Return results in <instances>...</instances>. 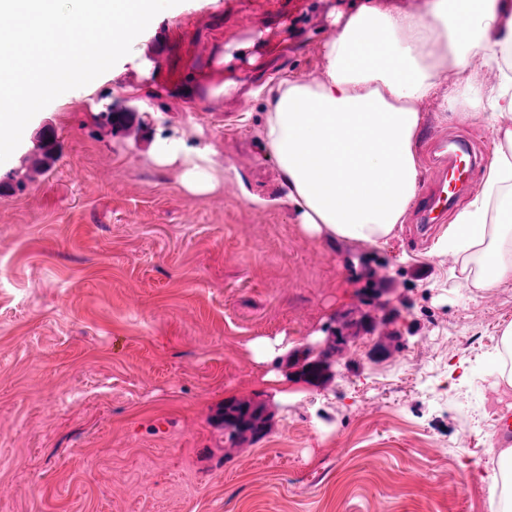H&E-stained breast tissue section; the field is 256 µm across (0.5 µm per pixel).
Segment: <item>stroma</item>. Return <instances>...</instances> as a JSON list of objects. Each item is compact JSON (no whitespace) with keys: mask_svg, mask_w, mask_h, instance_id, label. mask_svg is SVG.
I'll return each mask as SVG.
<instances>
[{"mask_svg":"<svg viewBox=\"0 0 512 512\" xmlns=\"http://www.w3.org/2000/svg\"><path fill=\"white\" fill-rule=\"evenodd\" d=\"M348 0H180L86 97L59 96L0 164V512H487L512 392L487 360L512 321V286L465 290L457 256L306 235L258 137L264 97L211 83L320 76L329 15ZM229 63H222L224 55ZM113 102L131 121L110 127ZM426 139L470 141L479 188L494 150L485 123L424 111ZM53 127L40 167L37 132ZM208 145L219 187L195 194L156 139ZM379 327L311 386L249 345L321 346L365 317ZM465 364L467 381L451 369ZM292 388L278 398L269 372ZM263 405L269 430L232 443L228 400Z\"/></svg>","mask_w":512,"mask_h":512,"instance_id":"1","label":"stroma"}]
</instances>
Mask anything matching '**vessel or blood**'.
<instances>
[{
    "label": "vessel or blood",
    "mask_w": 512,
    "mask_h": 512,
    "mask_svg": "<svg viewBox=\"0 0 512 512\" xmlns=\"http://www.w3.org/2000/svg\"><path fill=\"white\" fill-rule=\"evenodd\" d=\"M429 151L433 162L427 186L419 197L415 211L417 228L421 231L437 222L457 185L468 181L472 175V170L465 161L469 153L465 143H457L452 148L447 140L434 137L429 142Z\"/></svg>",
    "instance_id": "1"
}]
</instances>
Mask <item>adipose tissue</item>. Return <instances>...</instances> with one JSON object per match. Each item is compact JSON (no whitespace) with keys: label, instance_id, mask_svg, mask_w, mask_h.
<instances>
[{"label":"adipose tissue","instance_id":"adipose-tissue-1","mask_svg":"<svg viewBox=\"0 0 512 512\" xmlns=\"http://www.w3.org/2000/svg\"><path fill=\"white\" fill-rule=\"evenodd\" d=\"M331 24L335 32L320 46L322 77H280L259 131L302 230L386 246L416 197L417 104L435 98L458 123L485 122L494 151L480 190L434 249L477 264L474 288L512 284V0H425L420 9L355 0ZM480 67L498 69L495 86L476 77ZM151 153L179 165L191 191L219 182L209 147L161 139ZM480 478L488 512H512V448Z\"/></svg>","mask_w":512,"mask_h":512}]
</instances>
